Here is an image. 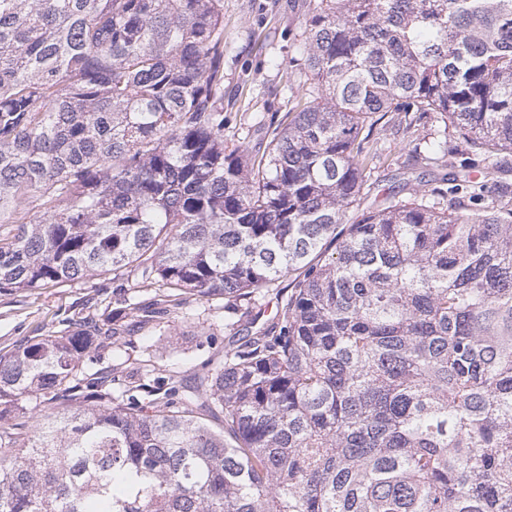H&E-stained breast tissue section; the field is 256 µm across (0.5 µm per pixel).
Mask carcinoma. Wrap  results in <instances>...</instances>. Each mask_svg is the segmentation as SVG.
<instances>
[{
    "instance_id": "cac0c4a2",
    "label": "carcinoma",
    "mask_w": 512,
    "mask_h": 512,
    "mask_svg": "<svg viewBox=\"0 0 512 512\" xmlns=\"http://www.w3.org/2000/svg\"><path fill=\"white\" fill-rule=\"evenodd\" d=\"M308 15L321 94L259 154L224 146L222 0H0V291L291 285L193 387L114 396L122 326L0 355V512H512V0ZM379 112L465 161L346 224Z\"/></svg>"
}]
</instances>
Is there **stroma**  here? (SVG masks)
Wrapping results in <instances>:
<instances>
[{"instance_id": "obj_1", "label": "stroma", "mask_w": 512, "mask_h": 512, "mask_svg": "<svg viewBox=\"0 0 512 512\" xmlns=\"http://www.w3.org/2000/svg\"><path fill=\"white\" fill-rule=\"evenodd\" d=\"M306 0H224V143L267 142L269 127L281 123L294 96L315 84L301 54L306 38ZM435 122L420 118L410 129L379 123L372 136L380 161L370 191L361 204L369 206L388 188L403 200L414 198L408 182L422 171L416 162L426 151ZM136 288V299L154 313L148 324L133 323L125 291ZM252 311L262 322L276 312L273 293L225 307L223 299L181 296L170 302L156 288H137L135 280L113 281L98 276L77 282L25 291L0 292V354L43 336H62L74 321L101 322L103 316L128 325L125 350L131 358L150 361L156 376L193 386L223 361Z\"/></svg>"}]
</instances>
